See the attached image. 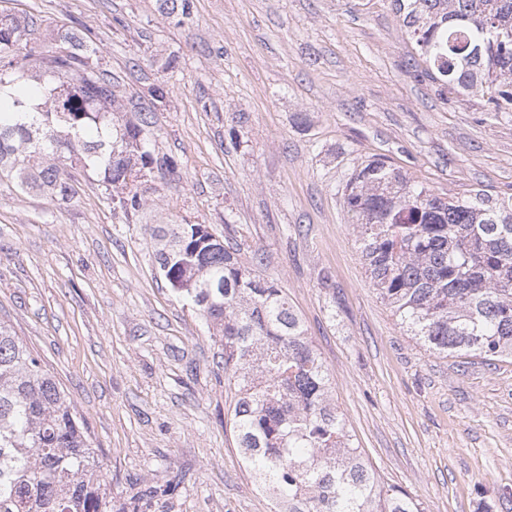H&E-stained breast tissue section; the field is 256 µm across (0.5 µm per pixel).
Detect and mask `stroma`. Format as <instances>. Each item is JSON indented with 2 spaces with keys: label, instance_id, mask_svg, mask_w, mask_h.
<instances>
[{
  "label": "stroma",
  "instance_id": "1",
  "mask_svg": "<svg viewBox=\"0 0 512 512\" xmlns=\"http://www.w3.org/2000/svg\"><path fill=\"white\" fill-rule=\"evenodd\" d=\"M2 9L36 19L47 43L64 24L87 33L178 166L173 182L147 175L131 216L93 173L66 205L0 178V321L70 393L113 501L172 481L140 512H273L230 428L224 348L153 257L150 225L206 224L246 239L283 289L385 484L423 512H512V360L446 358L406 336L343 196L375 158L442 195L510 196L512 112L428 77L394 0H192L181 25L161 0Z\"/></svg>",
  "mask_w": 512,
  "mask_h": 512
}]
</instances>
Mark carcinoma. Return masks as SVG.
<instances>
[{
	"label": "carcinoma",
	"mask_w": 512,
	"mask_h": 512,
	"mask_svg": "<svg viewBox=\"0 0 512 512\" xmlns=\"http://www.w3.org/2000/svg\"><path fill=\"white\" fill-rule=\"evenodd\" d=\"M178 22L189 0H163ZM430 66L461 99L477 93L512 112V0H395ZM36 21L0 11V174L67 204L75 174L100 175L112 207L142 206L146 173L177 163L152 148V111L126 110L99 48L72 28L48 45ZM363 264L406 332L427 350L512 359V197L440 196L372 160L346 186ZM159 273L224 343L235 388L232 432L253 481L288 512H422L382 485L332 404L329 376L276 283L247 260L244 240L207 224L152 227ZM0 512H139L112 495L82 415L33 351L0 323Z\"/></svg>",
	"instance_id": "obj_1"
}]
</instances>
